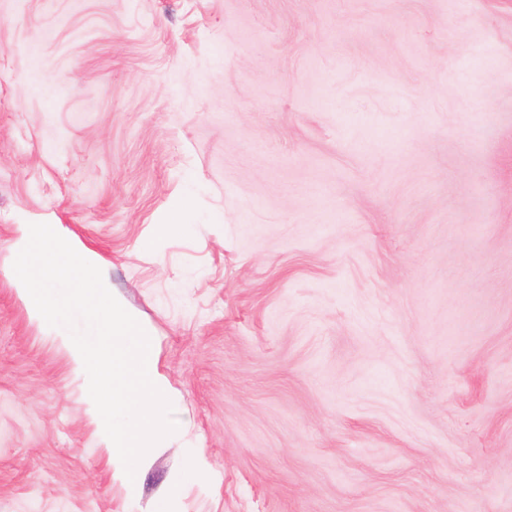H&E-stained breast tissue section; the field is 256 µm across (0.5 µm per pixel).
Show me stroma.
Listing matches in <instances>:
<instances>
[{
    "mask_svg": "<svg viewBox=\"0 0 512 512\" xmlns=\"http://www.w3.org/2000/svg\"><path fill=\"white\" fill-rule=\"evenodd\" d=\"M30 223L176 392L136 489L17 290ZM164 496L512 512V0H0V512Z\"/></svg>",
    "mask_w": 512,
    "mask_h": 512,
    "instance_id": "obj_1",
    "label": "stroma"
}]
</instances>
